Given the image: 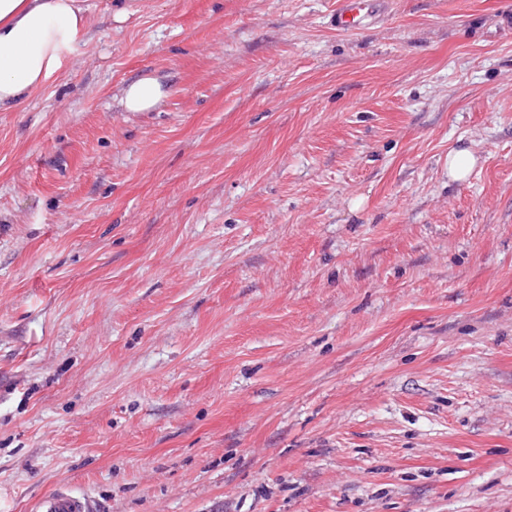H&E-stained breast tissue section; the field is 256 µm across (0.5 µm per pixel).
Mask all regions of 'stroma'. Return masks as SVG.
Returning a JSON list of instances; mask_svg holds the SVG:
<instances>
[{"instance_id":"1","label":"stroma","mask_w":512,"mask_h":512,"mask_svg":"<svg viewBox=\"0 0 512 512\" xmlns=\"http://www.w3.org/2000/svg\"><path fill=\"white\" fill-rule=\"evenodd\" d=\"M88 2L0 112V512H512V0ZM381 0H340L334 24L336 31L356 32L362 29L380 12ZM166 95L160 79L146 74L126 86L123 103L128 112H147L157 107ZM474 158L468 149L448 153V175L454 180H466L472 172ZM35 512H93L90 498L83 492L61 486L44 494L35 503Z\"/></svg>"}]
</instances>
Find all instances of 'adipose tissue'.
<instances>
[{
	"label": "adipose tissue",
	"mask_w": 512,
	"mask_h": 512,
	"mask_svg": "<svg viewBox=\"0 0 512 512\" xmlns=\"http://www.w3.org/2000/svg\"><path fill=\"white\" fill-rule=\"evenodd\" d=\"M88 8L83 0H0V111L23 108L85 44ZM167 91L147 74L128 84L127 111L157 107Z\"/></svg>",
	"instance_id": "obj_1"
}]
</instances>
